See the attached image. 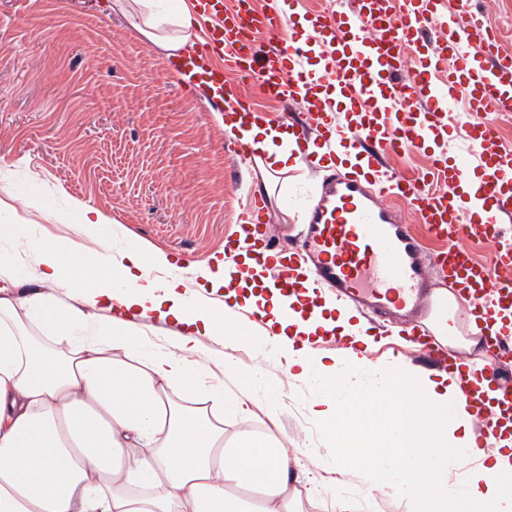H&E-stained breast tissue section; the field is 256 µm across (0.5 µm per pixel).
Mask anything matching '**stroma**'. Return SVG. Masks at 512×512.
<instances>
[{
  "label": "stroma",
  "mask_w": 512,
  "mask_h": 512,
  "mask_svg": "<svg viewBox=\"0 0 512 512\" xmlns=\"http://www.w3.org/2000/svg\"><path fill=\"white\" fill-rule=\"evenodd\" d=\"M105 0H0V189L28 223L53 235L54 213L88 204L121 224L116 248L143 244L171 256L185 281L191 265L224 256L252 174L232 150L199 91L176 79L171 59ZM271 189L279 243L303 221L317 189L304 160ZM211 369L225 354L248 367L278 369L274 354L249 347H203ZM275 434L287 448L298 501L345 493L344 512H396L386 492L366 500L359 475L323 469L330 446L306 403L316 380H282Z\"/></svg>",
  "instance_id": "obj_1"
}]
</instances>
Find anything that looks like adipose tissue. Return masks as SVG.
I'll return each instance as SVG.
<instances>
[{
    "instance_id": "1",
    "label": "adipose tissue",
    "mask_w": 512,
    "mask_h": 512,
    "mask_svg": "<svg viewBox=\"0 0 512 512\" xmlns=\"http://www.w3.org/2000/svg\"><path fill=\"white\" fill-rule=\"evenodd\" d=\"M109 8L127 13L167 56L194 45L187 0H111ZM246 139L262 183L299 167L288 134L268 118L257 117ZM56 220L72 237L46 236L16 216L0 224V242L24 243L30 258L0 251V512H289L290 459L274 431L224 436V412L246 425L258 420L251 391L263 373L238 377L228 360L222 377L201 386L210 371L201 337L240 342L257 316L292 379L340 381L355 370L378 389L392 374L417 386L403 401V435L390 423L395 398L373 417L362 393L317 392L309 411L333 443L324 467L357 469L370 492L391 484L399 512H469L473 502L481 512H512V490L500 479L512 469L511 451L471 469L464 489L448 481L474 445L472 411L448 409L456 377L420 375L393 360L375 366L352 349L324 363L309 337L336 332L373 343L336 303L311 318L277 288L243 296L239 311L191 303L183 279L143 276L147 259L169 268L166 254L103 246L100 210L77 203ZM46 285L64 298L43 293ZM154 316L174 326L160 345L140 325Z\"/></svg>"
}]
</instances>
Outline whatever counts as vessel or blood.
I'll return each mask as SVG.
<instances>
[{"instance_id": "b4317fda", "label": "vessel or blood", "mask_w": 512, "mask_h": 512, "mask_svg": "<svg viewBox=\"0 0 512 512\" xmlns=\"http://www.w3.org/2000/svg\"><path fill=\"white\" fill-rule=\"evenodd\" d=\"M200 17L215 18L201 45L199 80L226 89L225 69L241 72L265 94L296 102L308 124L288 122L303 157L331 147L317 167L320 193L301 224L288 227L279 250L264 196L247 199L235 239L224 255L247 248L256 261H274L275 280L290 287L303 270L312 290L331 289L338 304L363 305L404 324L402 354L458 373L461 399L479 429L475 457L512 437V148L504 146L491 112H512V56L498 33L474 12L472 0H339L313 16L311 29H293L291 0H195ZM276 45L256 50L254 32ZM417 48L406 58V48ZM223 58L224 68L211 63ZM224 123L245 131L254 113L242 90H227ZM464 129L467 151L447 155V135ZM423 151L431 166L406 179L382 171L385 157ZM423 224L444 241L427 253L412 230ZM486 244L477 258L472 243ZM468 300L466 314L485 337L480 362L429 342L437 290ZM493 384L495 404L482 383Z\"/></svg>"}]
</instances>
